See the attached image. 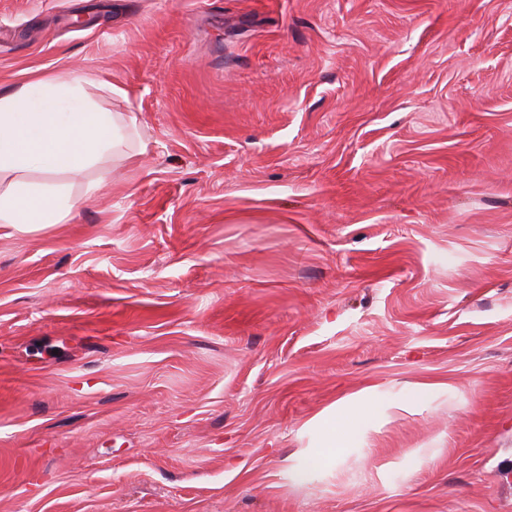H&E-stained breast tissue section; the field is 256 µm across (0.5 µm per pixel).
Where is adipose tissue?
<instances>
[{"mask_svg": "<svg viewBox=\"0 0 512 512\" xmlns=\"http://www.w3.org/2000/svg\"><path fill=\"white\" fill-rule=\"evenodd\" d=\"M83 79L38 81L0 96V174L13 179L0 190V224H59L73 201L52 189L33 188L28 171H77L117 151L128 130L118 116L79 102Z\"/></svg>", "mask_w": 512, "mask_h": 512, "instance_id": "ef3b65f1", "label": "adipose tissue"}]
</instances>
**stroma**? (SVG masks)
<instances>
[{
  "mask_svg": "<svg viewBox=\"0 0 512 512\" xmlns=\"http://www.w3.org/2000/svg\"><path fill=\"white\" fill-rule=\"evenodd\" d=\"M73 74L135 125L0 225V512H512V0H0ZM75 202L15 178L0 191V224H61ZM376 397L369 390H364L352 398V411L343 419L348 436L360 433L377 414Z\"/></svg>",
  "mask_w": 512,
  "mask_h": 512,
  "instance_id": "stroma-1",
  "label": "stroma"
}]
</instances>
